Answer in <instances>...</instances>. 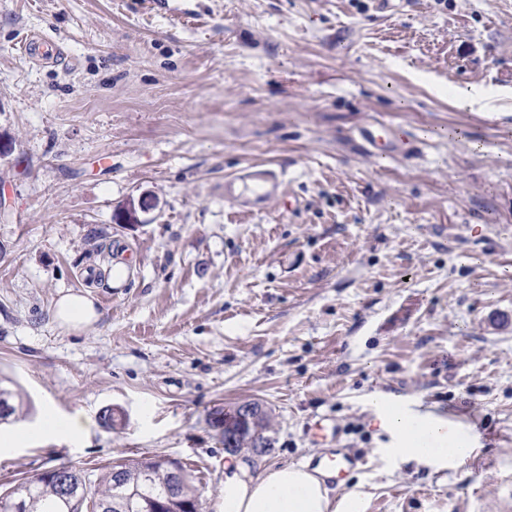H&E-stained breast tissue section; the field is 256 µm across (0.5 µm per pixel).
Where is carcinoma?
I'll use <instances>...</instances> for the list:
<instances>
[{
	"label": "carcinoma",
	"mask_w": 512,
	"mask_h": 512,
	"mask_svg": "<svg viewBox=\"0 0 512 512\" xmlns=\"http://www.w3.org/2000/svg\"><path fill=\"white\" fill-rule=\"evenodd\" d=\"M258 442L274 447L275 439L270 435L266 411L245 429L235 448L239 452L248 450ZM120 466L127 475L125 483H116L113 471L109 470L95 487L82 470L66 466L77 487L75 495L79 497L73 506L61 498V486L56 478L38 474L26 478L0 494V512H14L16 500L22 501L21 512H98L97 505L103 502L112 504L111 512H158V505L167 498L171 482L168 458L160 455L129 458ZM181 502L187 506L183 512H201L200 496L188 476L181 486Z\"/></svg>",
	"instance_id": "1"
}]
</instances>
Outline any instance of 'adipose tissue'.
Wrapping results in <instances>:
<instances>
[{"label": "adipose tissue", "mask_w": 512, "mask_h": 512, "mask_svg": "<svg viewBox=\"0 0 512 512\" xmlns=\"http://www.w3.org/2000/svg\"><path fill=\"white\" fill-rule=\"evenodd\" d=\"M53 316L69 332L89 330L98 320L95 302L87 293L62 296ZM372 403L380 428L393 439L391 453L400 461L456 466L473 452V441L461 428L377 397ZM221 512H360V497L351 491L330 499L317 468L285 466L256 476L233 461L224 468Z\"/></svg>", "instance_id": "adipose-tissue-1"}]
</instances>
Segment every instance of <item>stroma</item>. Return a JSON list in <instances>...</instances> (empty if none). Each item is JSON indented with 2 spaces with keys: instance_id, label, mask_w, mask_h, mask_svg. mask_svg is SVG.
<instances>
[{
  "instance_id": "obj_1",
  "label": "stroma",
  "mask_w": 512,
  "mask_h": 512,
  "mask_svg": "<svg viewBox=\"0 0 512 512\" xmlns=\"http://www.w3.org/2000/svg\"><path fill=\"white\" fill-rule=\"evenodd\" d=\"M255 170L279 185L240 209ZM0 197V385L24 397L0 487L159 454L220 512L224 411L255 401L275 450L251 473L340 448L364 464L329 495L363 512H512V0H0ZM95 233L126 274L101 279ZM83 291L99 319L63 331ZM376 394L474 454L387 455ZM77 415L82 440L52 431ZM21 49L32 59L47 64H54L61 54L59 44L47 37H30L23 42ZM53 316L59 327L69 332L89 330L99 317L89 292L62 296L55 304Z\"/></svg>"
}]
</instances>
